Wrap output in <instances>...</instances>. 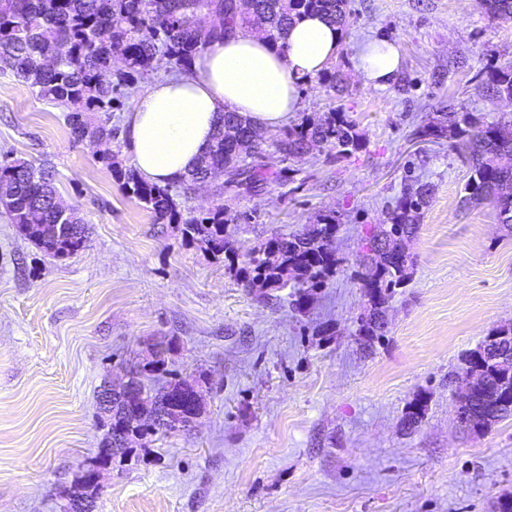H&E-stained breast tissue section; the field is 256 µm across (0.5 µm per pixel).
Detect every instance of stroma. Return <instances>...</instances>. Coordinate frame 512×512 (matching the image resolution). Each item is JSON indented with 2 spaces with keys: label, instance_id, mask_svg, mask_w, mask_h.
I'll list each match as a JSON object with an SVG mask.
<instances>
[{
  "label": "stroma",
  "instance_id": "1",
  "mask_svg": "<svg viewBox=\"0 0 512 512\" xmlns=\"http://www.w3.org/2000/svg\"><path fill=\"white\" fill-rule=\"evenodd\" d=\"M350 5L335 68L362 149L292 166L267 150L265 164L290 169L287 181L224 200L243 254L337 213L341 265L303 311L287 290L245 288L181 225L155 223L74 141L59 108L0 74V156L54 167L62 200L90 228L86 248L56 259L0 211V512H64L106 433L104 381L159 341L173 344L168 370L206 375L204 414L195 430L114 457L94 512H493L512 496V417L465 428L456 378L467 352L512 323V231L494 201L463 205V143L418 134L449 104L489 120L505 111L482 85L512 61V22L488 20L481 0ZM382 40L398 47L408 88L359 77L361 48ZM409 173L433 192L408 244L412 279L367 347L355 273ZM419 397L425 416L405 429Z\"/></svg>",
  "mask_w": 512,
  "mask_h": 512
}]
</instances>
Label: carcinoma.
<instances>
[{"instance_id":"cac0c4a2","label":"carcinoma","mask_w":512,"mask_h":512,"mask_svg":"<svg viewBox=\"0 0 512 512\" xmlns=\"http://www.w3.org/2000/svg\"><path fill=\"white\" fill-rule=\"evenodd\" d=\"M492 21H512V0H482ZM320 13L340 29L349 25V0H0V73L36 92L43 100L63 108L74 137L90 147L116 138L112 109L123 105L138 79L162 64L188 69L215 40L235 28L265 32L278 43L294 20L306 13ZM486 97L512 103V63L488 72ZM425 132L462 141L468 150L471 176L465 184L463 203L479 204L494 197L498 223L512 224V115L487 122L473 112H442ZM295 160L313 151L342 158L361 149L355 123L342 106L316 118L307 116L284 131L264 136L234 112L222 115L214 143L199 164L181 181L160 186L142 180L132 168L114 160L112 152L95 151L99 162L112 171L124 189L148 209L158 224H181L182 233L199 241L215 256H224L229 269L247 288L265 292L294 289L292 305L303 311L314 290L336 273L340 260L332 248L340 223L328 211L294 233L274 232L239 260L226 235L228 209L224 195L258 193L269 181L263 164L265 148ZM220 169L225 180L214 186L212 206L195 213L181 207L179 194H188L209 171ZM428 184L405 180L402 195L375 226L363 246L364 271L357 274L367 298V312L359 319L358 336L371 343L387 332L386 309L394 289L411 279L413 260L404 241L418 230L419 219L431 196ZM59 193L52 172L43 165L8 154L0 157V207L16 232L35 242L54 258H68L88 243V227L80 211L57 208ZM72 225L70 235L57 229ZM166 348H151L149 374H168ZM462 374L475 378L474 404L467 409L465 426L481 431L512 416V358L478 365L464 359ZM207 383L204 376L191 381ZM169 378L161 387L148 388L135 379V392L112 400V413L103 414L112 437L133 432L144 440L173 430L194 414L191 383ZM169 406V422L156 414ZM426 401L410 403L405 427L413 429L422 418Z\"/></svg>"}]
</instances>
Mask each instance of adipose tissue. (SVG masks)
Returning <instances> with one entry per match:
<instances>
[{
	"instance_id": "adipose-tissue-1",
	"label": "adipose tissue",
	"mask_w": 512,
	"mask_h": 512,
	"mask_svg": "<svg viewBox=\"0 0 512 512\" xmlns=\"http://www.w3.org/2000/svg\"><path fill=\"white\" fill-rule=\"evenodd\" d=\"M341 44V30L317 14L295 19L281 48L241 29L213 42L189 70L152 83L134 99L125 139L136 172L161 186L179 182L208 151L227 112L264 131L280 128L300 108L302 83L328 70ZM400 64L391 44L381 54L369 44L360 51V75L379 89L390 85Z\"/></svg>"
}]
</instances>
